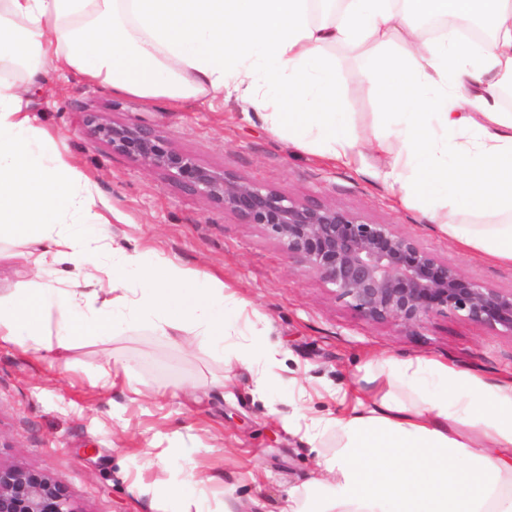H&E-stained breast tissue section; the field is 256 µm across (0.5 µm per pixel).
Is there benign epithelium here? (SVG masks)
I'll return each instance as SVG.
<instances>
[{
	"instance_id": "7a95c632",
	"label": "benign epithelium",
	"mask_w": 512,
	"mask_h": 512,
	"mask_svg": "<svg viewBox=\"0 0 512 512\" xmlns=\"http://www.w3.org/2000/svg\"><path fill=\"white\" fill-rule=\"evenodd\" d=\"M88 134L182 190L205 198L241 224L265 228L307 271L336 288L371 322L416 327L440 313L512 334V290L490 288L425 250L392 224L331 201H305L202 165L153 128L90 115ZM0 512H75L48 478L0 465Z\"/></svg>"
}]
</instances>
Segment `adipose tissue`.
<instances>
[{
  "label": "adipose tissue",
  "mask_w": 512,
  "mask_h": 512,
  "mask_svg": "<svg viewBox=\"0 0 512 512\" xmlns=\"http://www.w3.org/2000/svg\"><path fill=\"white\" fill-rule=\"evenodd\" d=\"M454 14L489 24L481 44L455 28L416 39L418 20ZM358 48L386 121L368 149L346 135L334 44ZM114 92L186 100L238 98L273 129L347 166L366 153L403 200L463 253L512 264V0H0V217L33 242L34 278L0 295V345L62 353L112 335L122 314L170 339L185 329L220 343L241 306L215 277L149 252L110 249L84 174L41 152L24 87L45 69ZM469 212L496 215L473 224ZM67 213V224L43 216ZM71 263L78 276L45 281ZM139 294L129 298V280ZM343 416L293 423L321 455L327 485L291 494L289 512H512V381L488 382L432 358L384 356Z\"/></svg>",
  "instance_id": "adipose-tissue-1"
}]
</instances>
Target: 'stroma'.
<instances>
[{
    "label": "stroma",
    "mask_w": 512,
    "mask_h": 512,
    "mask_svg": "<svg viewBox=\"0 0 512 512\" xmlns=\"http://www.w3.org/2000/svg\"><path fill=\"white\" fill-rule=\"evenodd\" d=\"M331 53L349 133L368 145L382 125L378 93L349 48ZM28 97L52 153L92 183L115 245L209 273L244 307L239 335L225 337L220 352L190 332L171 341L134 318L60 357L0 346V464L47 477L76 512H175L162 492L183 483L188 467L199 483L186 494L205 498L210 512H221L228 497L238 512H286L291 490L316 476L319 453L333 452L339 439L331 434L311 448L284 416L345 414L350 404L336 390L357 388L382 353L435 358L490 381L512 378V335L451 313L415 329L364 320L264 228L112 151L85 132L83 119L97 112L153 127L212 169L395 225L466 277L512 290L511 264L463 254L373 170L288 144L232 98H141L52 76ZM253 331L275 352L262 391L229 362ZM106 362L112 378L104 383L94 369Z\"/></svg>",
    "instance_id": "1"
}]
</instances>
